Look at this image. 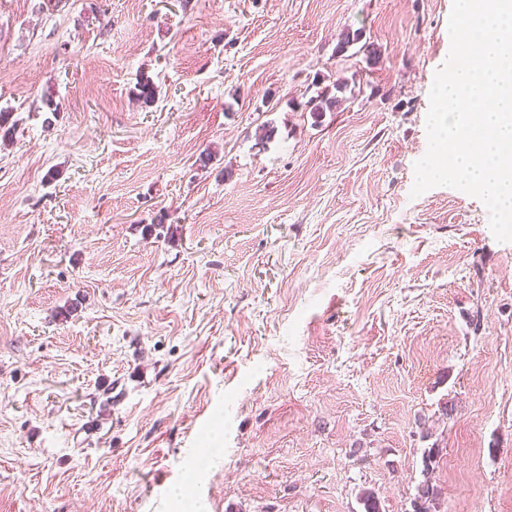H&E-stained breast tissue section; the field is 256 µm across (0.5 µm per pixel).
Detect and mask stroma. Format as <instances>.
<instances>
[{"instance_id":"1","label":"stroma","mask_w":512,"mask_h":512,"mask_svg":"<svg viewBox=\"0 0 512 512\" xmlns=\"http://www.w3.org/2000/svg\"><path fill=\"white\" fill-rule=\"evenodd\" d=\"M452 5L0 0V512H411L435 441L512 512V242L410 195Z\"/></svg>"}]
</instances>
